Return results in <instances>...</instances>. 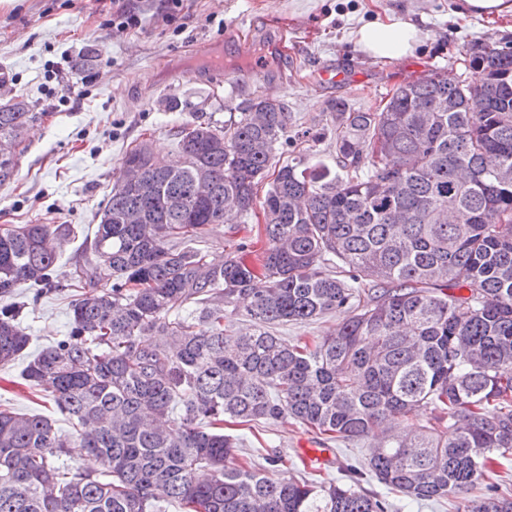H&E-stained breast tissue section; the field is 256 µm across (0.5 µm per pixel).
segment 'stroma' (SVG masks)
Masks as SVG:
<instances>
[{
  "mask_svg": "<svg viewBox=\"0 0 512 512\" xmlns=\"http://www.w3.org/2000/svg\"><path fill=\"white\" fill-rule=\"evenodd\" d=\"M157 0H141V28L117 32L112 0H13L0 5V87L35 102L43 117L16 149L17 168L0 183V225L53 224L58 238L57 289L34 296L17 288L20 322L31 343L14 365L0 368V406L54 417L52 401L22 375L36 351L68 334L71 302L79 290L68 273L92 260L90 242L125 153L149 143L167 161L181 154L171 128L203 115L223 125L228 103L256 94L285 101L292 116L276 147L286 162L313 151L326 163L335 158L336 119L330 105L343 99L354 109L378 107L399 84L430 70L480 78L466 66L467 49L493 39L512 43V12L492 17H460L457 0H192L188 18L165 25L152 14ZM390 10L409 14L424 42L415 56L375 62L353 53L343 36L360 21ZM99 59L91 77L73 69L88 45ZM345 73V80L322 82L321 70ZM70 86L69 100L49 91ZM176 108H168L169 100ZM257 218L229 217L210 225L204 247L211 262L227 254L259 267L263 243ZM240 440L239 456L262 461L273 455L296 462L297 475L340 481L348 467H365L369 441L326 443L292 419L255 426L228 424ZM331 448L329 462L302 464L304 452Z\"/></svg>",
  "mask_w": 512,
  "mask_h": 512,
  "instance_id": "35a3bbf8",
  "label": "stroma"
}]
</instances>
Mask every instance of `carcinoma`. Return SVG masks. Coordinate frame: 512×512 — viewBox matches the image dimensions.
Masks as SVG:
<instances>
[{
  "label": "carcinoma",
  "mask_w": 512,
  "mask_h": 512,
  "mask_svg": "<svg viewBox=\"0 0 512 512\" xmlns=\"http://www.w3.org/2000/svg\"><path fill=\"white\" fill-rule=\"evenodd\" d=\"M469 56L477 85L431 71L373 111L333 102L334 170L308 156L272 170L290 116L261 96L226 107L222 127L174 131L178 165L145 142L128 151L121 166L141 181H115L95 261L67 274L85 289L72 329L24 371L73 432L0 410V512H389L356 468L326 484L281 455L240 464L217 430L285 417L331 441L376 440L369 471L407 499L512 512V494L470 497L512 452V48L488 39ZM34 108L0 106V137L21 141ZM257 204L262 273L230 253L207 261V227ZM58 234L0 227V368L30 343L8 300L22 284L56 288ZM237 300L248 332L224 328ZM337 310L345 321L313 344L272 331ZM395 418L405 433L389 432ZM83 455L102 471L65 466Z\"/></svg>",
  "instance_id": "1"
}]
</instances>
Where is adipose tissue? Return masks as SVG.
I'll list each match as a JSON object with an SVG mask.
<instances>
[{"instance_id": "obj_1", "label": "adipose tissue", "mask_w": 512, "mask_h": 512, "mask_svg": "<svg viewBox=\"0 0 512 512\" xmlns=\"http://www.w3.org/2000/svg\"><path fill=\"white\" fill-rule=\"evenodd\" d=\"M349 40L365 58L395 62L415 54L421 31L408 16L391 11L351 29Z\"/></svg>"}]
</instances>
